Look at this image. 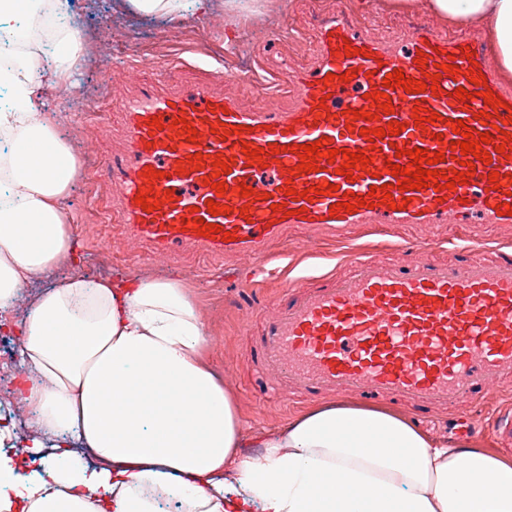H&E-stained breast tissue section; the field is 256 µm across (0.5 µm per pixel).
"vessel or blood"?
Returning a JSON list of instances; mask_svg holds the SVG:
<instances>
[{"instance_id": "1", "label": "vessel or blood", "mask_w": 512, "mask_h": 512, "mask_svg": "<svg viewBox=\"0 0 512 512\" xmlns=\"http://www.w3.org/2000/svg\"><path fill=\"white\" fill-rule=\"evenodd\" d=\"M313 66L296 70L290 85L279 88L285 105L261 108L237 96L213 92L199 79L159 92L145 85L128 96L118 114L125 145L113 153L106 168L114 192L112 213L131 235L154 249L171 254L190 243L208 255L236 254L260 259L289 224H509L501 206L512 205V159L496 145L512 135V88L502 86L492 64L473 38L423 24L404 39L370 36L349 15L327 13L310 42ZM357 55L346 56V47ZM454 63L455 73H439ZM402 70L417 80L437 76L436 90L408 93L384 88L388 73ZM350 81H341L344 72ZM485 76L487 87L506 107L505 132L488 130L478 114L485 107L471 72ZM465 87L468 100L454 91ZM387 90L394 111L380 114L372 92ZM439 113L438 121L412 124L414 107ZM464 121L472 134L489 133L490 163L476 161L466 184L440 191L401 190V176L388 163L408 166V152L422 148L443 152L439 173L459 169L451 159L452 125ZM398 122L399 135L375 140L364 129ZM197 131L188 141V128ZM320 142L336 150L335 159L319 157L316 172H297L298 146ZM279 149L278 161L251 163L244 146ZM373 157L367 169L352 176L338 174L344 164L340 149ZM201 154L197 170L189 161ZM231 160L230 171H214L215 158ZM160 178H151V171ZM498 172L499 189L488 176ZM218 176L225 194L206 186ZM251 186L242 196L241 185ZM334 185L328 195L312 186ZM386 186L392 205L382 204L378 186ZM159 202L144 211L138 194ZM370 206H363L362 198ZM349 199L351 210L337 209ZM227 206L211 215L208 201ZM220 225V232L201 236L199 223ZM231 241H224V233ZM347 275L310 288L289 284L274 299V311L262 325L258 357L278 391L308 400L325 396L374 392L412 405L428 415L452 403L474 404L491 390L512 386V250L489 247L484 257L448 263L419 257L392 264L374 256L349 258Z\"/></svg>"}]
</instances>
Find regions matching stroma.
Instances as JSON below:
<instances>
[{"label": "stroma", "instance_id": "35a3bbf8", "mask_svg": "<svg viewBox=\"0 0 512 512\" xmlns=\"http://www.w3.org/2000/svg\"><path fill=\"white\" fill-rule=\"evenodd\" d=\"M80 16V38L104 42L109 58L107 71L92 69V54L77 65L81 96L71 105L69 95L59 93L54 105L70 112L72 122L63 135L77 157H89L79 168L66 205L76 217L69 230L82 262L79 271L94 278L118 269L134 274H155L191 283L194 300L207 333L208 355L213 368L233 391L248 433L280 429L310 409L302 399H288L272 392L270 381L255 357V346L265 317L273 310V295L286 282L306 278L308 285L322 284L325 276L346 273L347 256L369 252L376 257L405 262L415 258V247L437 243L436 257L458 261L480 245H512L510 224H466L449 238L448 229L425 224L406 230L391 224H351L330 231L319 225H291L280 243L270 249L264 270L256 272L262 286L249 293L241 279H228L225 269L252 267L246 256L212 258L196 248L178 249L176 256L153 253L150 245L130 239L124 225L112 217V187L102 176L103 165L124 142L115 114L124 98L145 84L168 87L194 77V68L212 72L215 90L243 97L257 106L271 107L275 97L245 80V70L265 66L286 76L311 66L309 42L321 14L339 11L361 24L377 21L388 33L400 35L413 26L428 23L423 12L386 13L358 8L356 0H289L286 10L269 11L260 23L248 12L224 14V0H213L209 14L191 15L179 24L163 19H141L127 13L116 0H75ZM412 246L400 248L402 237ZM111 245L110 261H103L99 246ZM501 402L490 394L485 405L473 409L458 404L440 414L419 420L418 425L436 437L493 448L497 440L488 427V416Z\"/></svg>", "mask_w": 512, "mask_h": 512}]
</instances>
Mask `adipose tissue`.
I'll list each match as a JSON object with an SVG mask.
<instances>
[{
	"instance_id": "ef3b65f1",
	"label": "adipose tissue",
	"mask_w": 512,
	"mask_h": 512,
	"mask_svg": "<svg viewBox=\"0 0 512 512\" xmlns=\"http://www.w3.org/2000/svg\"><path fill=\"white\" fill-rule=\"evenodd\" d=\"M48 64L34 49L0 64V333L20 339L18 393L32 409L29 447L53 459L26 476L0 451V512H512V456L443 443L404 416L320 405L241 456L237 406L203 359L201 315L183 282L113 274L58 277L73 260L64 209L78 176L47 108L83 45L69 0H52ZM140 17L182 21L212 0H125ZM479 26L512 77V0H386ZM44 281L23 320L15 300Z\"/></svg>"
}]
</instances>
